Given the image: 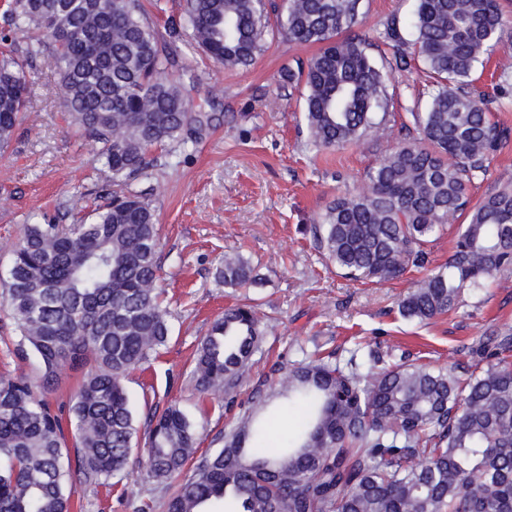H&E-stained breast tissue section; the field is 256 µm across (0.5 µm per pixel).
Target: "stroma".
Returning <instances> with one entry per match:
<instances>
[{
	"label": "stroma",
	"mask_w": 512,
	"mask_h": 512,
	"mask_svg": "<svg viewBox=\"0 0 512 512\" xmlns=\"http://www.w3.org/2000/svg\"><path fill=\"white\" fill-rule=\"evenodd\" d=\"M418 0H361L358 28L386 69L384 135L341 148L314 152L303 117V85L280 83L284 61L310 56L271 38L255 63L227 69L191 44L171 37L179 64L195 73L194 111L208 125L194 129L191 154L163 156L131 185L157 208L159 261L170 316L171 339L125 386L137 421L148 406L177 402L194 422L199 449L222 448V437L247 407L253 391L267 388L298 361L348 359L356 343L435 366L470 363L471 347L489 334L512 329V274L465 292L455 310L419 323L403 319L398 302L421 278L409 269L382 284L344 278L315 247L312 227L337 196L364 186L367 171L401 142L409 112L426 111L434 76L417 55L413 19ZM397 22L400 50L383 31ZM503 49L471 75L472 88L486 95L490 118L508 138L488 160L485 178L475 180L472 201L490 189L512 186V68L503 69ZM37 82L24 123L0 149V272L25 224L45 215L57 224L91 222L111 175L97 160V147L67 119L63 88L48 59H37ZM248 259L261 284L225 287L218 270L226 253ZM238 302L255 305L268 328L253 366L233 399H206L192 380V357L211 323ZM17 337L0 297V376L39 380L35 357L20 358ZM167 492L131 462L112 486H78L71 512H165Z\"/></svg>",
	"instance_id": "stroma-1"
}]
</instances>
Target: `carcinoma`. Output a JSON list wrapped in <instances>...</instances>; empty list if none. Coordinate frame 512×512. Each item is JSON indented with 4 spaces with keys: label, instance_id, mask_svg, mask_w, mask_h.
I'll list each match as a JSON object with an SVG mask.
<instances>
[{
    "label": "carcinoma",
    "instance_id": "1",
    "mask_svg": "<svg viewBox=\"0 0 512 512\" xmlns=\"http://www.w3.org/2000/svg\"><path fill=\"white\" fill-rule=\"evenodd\" d=\"M182 24L195 46L226 69L251 65L267 36L318 50L280 79L306 89L310 146L321 151L379 131L374 110L385 75L353 29L359 0H183ZM422 61L437 77L428 111L410 112L420 131L385 152L366 188L341 195L312 233L316 246L353 280L386 282L428 261L433 238L457 227L448 262L400 300L408 320L429 321L512 270V189L470 205L506 133L466 79L504 35L497 0H418L414 20ZM46 56L62 76L71 124L99 145L98 161L126 188L89 224L24 226L3 277L23 355L40 368L37 395L0 377V512H70L79 484L105 486L129 464L135 423L125 378L165 346L159 237L151 202L129 190L158 155L196 150L178 54L162 46L140 0H13L0 36V145L27 111L34 73L15 59ZM255 271L224 255V285L250 284ZM266 326L253 307L227 308L197 351L195 387L230 396L252 367ZM463 367L386 360L353 352L346 363L299 362L278 384L254 391L249 407L214 453L176 403L145 416L143 463L172 488L167 512H204L219 500L231 512H512V335L489 336ZM84 371L68 409L70 436L45 395L58 369ZM302 410L284 448H264L270 409Z\"/></svg>",
    "mask_w": 512,
    "mask_h": 512
}]
</instances>
